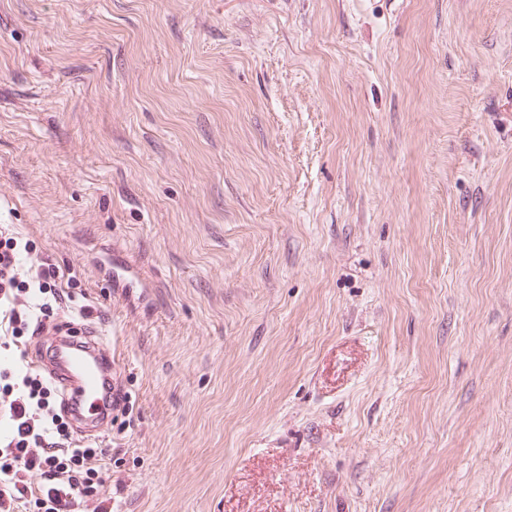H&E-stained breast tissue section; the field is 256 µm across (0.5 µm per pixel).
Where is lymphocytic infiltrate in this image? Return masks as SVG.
<instances>
[{
	"mask_svg": "<svg viewBox=\"0 0 512 512\" xmlns=\"http://www.w3.org/2000/svg\"><path fill=\"white\" fill-rule=\"evenodd\" d=\"M30 252L11 240L0 243V327L15 339L43 333L62 301L58 267L24 266ZM16 376L0 386V415L9 421L0 434V512H76L81 505L112 512L102 477L109 449L74 444L53 384L28 368Z\"/></svg>",
	"mask_w": 512,
	"mask_h": 512,
	"instance_id": "1",
	"label": "lymphocytic infiltrate"
}]
</instances>
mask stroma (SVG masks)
<instances>
[{"instance_id":"35a3bbf8","label":"stroma","mask_w":512,"mask_h":512,"mask_svg":"<svg viewBox=\"0 0 512 512\" xmlns=\"http://www.w3.org/2000/svg\"><path fill=\"white\" fill-rule=\"evenodd\" d=\"M0 236L112 512H512V0H0ZM12 240H0V334L4 326L3 335L18 341L43 333L62 298L56 288L59 268L47 262L25 268L22 256L31 254L32 248L28 241L21 246ZM110 269L114 288H138L141 285L132 269L117 256L112 258Z\"/></svg>"}]
</instances>
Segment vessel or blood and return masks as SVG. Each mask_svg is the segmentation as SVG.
Segmentation results:
<instances>
[{
  "label": "vessel or blood",
  "instance_id": "vessel-or-blood-1",
  "mask_svg": "<svg viewBox=\"0 0 512 512\" xmlns=\"http://www.w3.org/2000/svg\"><path fill=\"white\" fill-rule=\"evenodd\" d=\"M31 364L48 373L69 416L85 427H105L112 409L109 384L116 359L94 326H61L48 358L33 356Z\"/></svg>",
  "mask_w": 512,
  "mask_h": 512
}]
</instances>
